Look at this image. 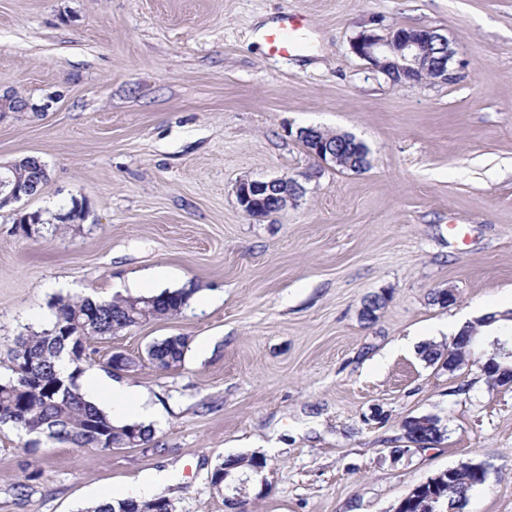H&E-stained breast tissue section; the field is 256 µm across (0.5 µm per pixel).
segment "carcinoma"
<instances>
[{
	"label": "carcinoma",
	"mask_w": 512,
	"mask_h": 512,
	"mask_svg": "<svg viewBox=\"0 0 512 512\" xmlns=\"http://www.w3.org/2000/svg\"><path fill=\"white\" fill-rule=\"evenodd\" d=\"M368 148L360 141H352L342 168L361 172L368 165ZM36 162L25 157L16 165L15 182L26 189L31 183ZM187 302L182 290H163L150 296L115 297L98 300L89 296L58 298L52 305L51 328L41 332L21 334L15 340L8 369L12 376L0 382V424H14L21 428L44 424L43 435L49 440L66 441L76 447L101 443L120 442L135 436L139 445L152 438V431L144 426L128 423L118 426L112 418L90 402L81 393L77 384L79 370L65 375L57 368V360L63 353H71L73 338L87 341L90 331L87 322H97L96 336L112 335V323L136 326L144 322V310H150V318L158 319L178 313ZM187 339L184 336L165 339L158 343L159 353L151 362L159 369L168 370L177 366L184 358ZM473 345L468 339L457 335L442 351L434 345L424 349L425 358L437 362L443 358L461 365ZM35 359L42 364L39 374L30 376L24 365ZM405 434L410 438L436 443L441 440L443 430L433 425L428 433L413 419L404 423ZM485 470L469 467L453 469L451 477L441 478L426 487V496L437 498L438 506L448 512V505L465 503L471 491L482 484ZM85 512H173V503L163 493L147 500L123 498L107 500L86 508Z\"/></svg>",
	"instance_id": "cac0c4a2"
}]
</instances>
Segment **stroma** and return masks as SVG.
<instances>
[{
    "mask_svg": "<svg viewBox=\"0 0 512 512\" xmlns=\"http://www.w3.org/2000/svg\"><path fill=\"white\" fill-rule=\"evenodd\" d=\"M285 12L308 29L274 57L253 36ZM397 27L448 36L455 80L395 84L352 52ZM7 93L37 109L0 115V164L35 156L48 179L0 210V379L55 297L189 298L80 363L145 396L152 441L32 448L0 424V512H83L159 471L174 512H229L210 477L236 455L266 461L241 474L245 512H396L469 461L486 476L462 512H512V387L483 348L451 372L411 347L512 300V0H0ZM307 127L354 135L367 169L322 164ZM284 176L300 198L242 211L239 181ZM75 200L83 220L59 221ZM170 336L187 350L161 370L146 351ZM424 415L443 438L422 448L403 425Z\"/></svg>",
    "mask_w": 512,
    "mask_h": 512,
    "instance_id": "stroma-1",
    "label": "stroma"
}]
</instances>
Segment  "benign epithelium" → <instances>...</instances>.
Returning <instances> with one entry per match:
<instances>
[{"mask_svg": "<svg viewBox=\"0 0 512 512\" xmlns=\"http://www.w3.org/2000/svg\"><path fill=\"white\" fill-rule=\"evenodd\" d=\"M352 52L395 84L418 81L421 73L429 74L435 82H448L454 78L453 44L447 37L429 28H395L385 34L364 30L351 43ZM306 150L323 164L337 167L340 158L336 147L329 146L317 134H308L303 141ZM13 166H0V204L16 202L22 198L13 185ZM238 204L251 215L266 211V204L284 197L294 201L304 193L295 178L281 177L270 181L242 180L236 188ZM498 361L488 360L487 367L497 372L499 384L512 386V352L498 349Z\"/></svg>", "mask_w": 512, "mask_h": 512, "instance_id": "obj_1", "label": "benign epithelium"}]
</instances>
